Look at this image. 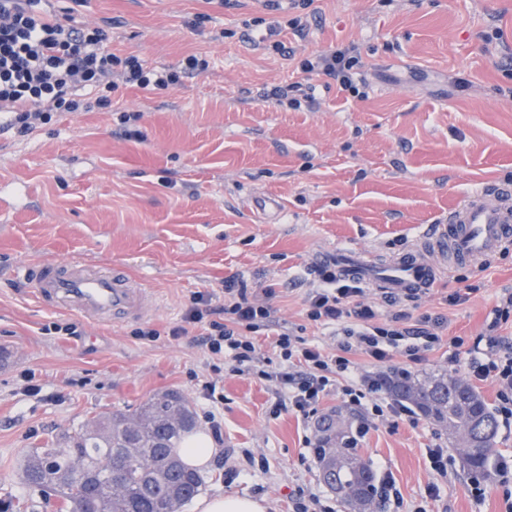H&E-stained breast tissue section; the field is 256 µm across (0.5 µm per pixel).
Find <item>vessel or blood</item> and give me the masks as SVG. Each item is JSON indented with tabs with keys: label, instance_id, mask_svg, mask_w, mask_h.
Instances as JSON below:
<instances>
[{
	"label": "vessel or blood",
	"instance_id": "1",
	"mask_svg": "<svg viewBox=\"0 0 512 512\" xmlns=\"http://www.w3.org/2000/svg\"><path fill=\"white\" fill-rule=\"evenodd\" d=\"M512 238V188L487 185L481 192L462 197L438 225L434 250L447 258L449 267L473 266L493 256ZM322 266L337 276L354 277L387 297L422 295L432 288L437 265L418 250H408L377 265L357 254L342 252L322 259ZM40 297L59 310L86 317L135 318L147 311L149 290L122 271L95 273L73 264L66 271L48 264L36 277Z\"/></svg>",
	"mask_w": 512,
	"mask_h": 512
}]
</instances>
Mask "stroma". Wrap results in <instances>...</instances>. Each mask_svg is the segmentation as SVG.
<instances>
[{"instance_id": "35a3bbf8", "label": "stroma", "mask_w": 512, "mask_h": 512, "mask_svg": "<svg viewBox=\"0 0 512 512\" xmlns=\"http://www.w3.org/2000/svg\"><path fill=\"white\" fill-rule=\"evenodd\" d=\"M304 36L285 34L286 58L257 48L260 0H86L79 21L112 22V50L168 66L190 54L208 71L184 74L170 90L122 87L112 105L68 112L21 138L0 128V502L20 512H55L28 499L19 464L87 418L133 413L159 393L191 402L199 431L208 412L223 426L229 455L201 472V492L265 500L293 512L298 493L342 504L322 482L312 448L316 422L269 410L274 383L224 369L214 404L199 393L212 379L200 326L173 338L192 293L224 305V282L270 285L279 323L326 349L328 328L307 319L310 270L322 253L365 260L427 245L464 195L512 184V0H314ZM356 43L362 99L322 78L301 58ZM301 82L313 98L298 110L273 104L275 88ZM132 121L122 122L123 113ZM270 195L279 222L249 207ZM78 262L149 288L140 318L99 322L42 302L34 276L46 264ZM471 289L467 303L446 298ZM512 289V240L476 267L443 269L411 302L413 315L444 321L443 344L412 366L419 376L448 370L455 339L472 345L504 289ZM140 328L159 331L137 338ZM39 392L27 391V384ZM359 445L374 473H391L398 495L382 512H512V428L499 427L483 496L461 445L427 418L392 425L368 417ZM448 450L434 471L433 444Z\"/></svg>"}]
</instances>
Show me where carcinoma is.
I'll return each mask as SVG.
<instances>
[{"mask_svg":"<svg viewBox=\"0 0 512 512\" xmlns=\"http://www.w3.org/2000/svg\"><path fill=\"white\" fill-rule=\"evenodd\" d=\"M385 386L397 401L414 406L425 418L448 428L466 441L464 467L474 474L486 471L493 453L498 421L484 398L457 376L418 378L397 373L385 377ZM338 411L318 422L315 448L319 463L334 474L326 486L343 504L374 484L368 464L351 447L350 434L334 426ZM196 427L188 399L177 391L157 394L133 414L94 416L70 436L67 447L47 445L27 453L22 463L28 495L41 496L50 488L69 512H181L199 492L202 478L176 452ZM123 457L120 476L112 480L106 463ZM93 472L97 480L87 491L70 477Z\"/></svg>","mask_w":512,"mask_h":512,"instance_id":"carcinoma-1","label":"carcinoma"}]
</instances>
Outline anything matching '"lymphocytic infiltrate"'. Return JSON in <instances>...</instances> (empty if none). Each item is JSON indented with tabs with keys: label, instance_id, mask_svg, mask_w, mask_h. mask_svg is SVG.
Instances as JSON below:
<instances>
[{
	"label": "lymphocytic infiltrate",
	"instance_id": "1",
	"mask_svg": "<svg viewBox=\"0 0 512 512\" xmlns=\"http://www.w3.org/2000/svg\"><path fill=\"white\" fill-rule=\"evenodd\" d=\"M313 2L265 0L271 19L254 20L265 28L261 37L265 49L285 54L280 34L287 29L302 31L305 12ZM83 3L71 0L70 6L59 7L55 0H0V113L18 136L33 133L54 114L92 108L94 102L108 99L118 82L164 91L178 84L180 71L203 72L210 66L207 59L194 55L177 68H150L137 56L117 55L112 50L110 23L91 26L77 22L75 9ZM359 65L360 54L349 45L301 60L300 69L326 76L336 81L340 91L361 99L365 93L353 79ZM315 274L304 300L306 317L331 328L335 352L282 329L267 302L275 293L272 286L262 287L261 297L255 298L231 280L224 287L223 320L211 319L208 296L196 292L181 325L170 334L182 336L188 326L205 324V345L213 355L228 359L233 372L273 381L284 389L286 397L272 406L271 416H279L285 409L306 418L315 416L318 403L333 392L346 405L383 420H414L409 406L383 397L381 376L360 373L353 357L358 354L379 365L398 352L419 363L427 352L440 346L442 319L413 317L403 305L380 314L367 302V290L359 281L337 277L326 268L316 269ZM511 319L512 292L499 298L467 359L455 353L448 358L450 367L463 368L471 379L495 383L496 413L506 421L512 420V340L500 329ZM261 330L273 336L282 369H263L264 359L252 338Z\"/></svg>",
	"mask_w": 512,
	"mask_h": 512
}]
</instances>
